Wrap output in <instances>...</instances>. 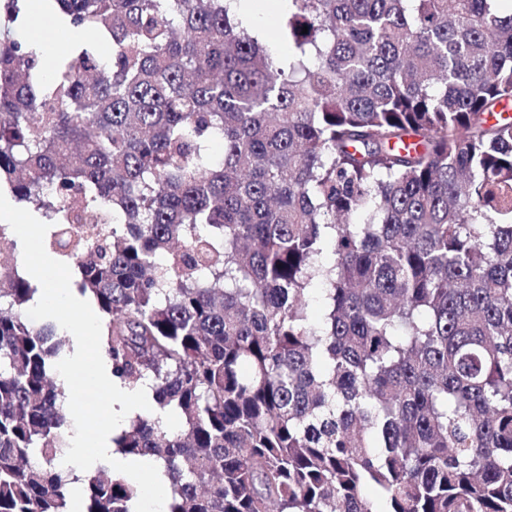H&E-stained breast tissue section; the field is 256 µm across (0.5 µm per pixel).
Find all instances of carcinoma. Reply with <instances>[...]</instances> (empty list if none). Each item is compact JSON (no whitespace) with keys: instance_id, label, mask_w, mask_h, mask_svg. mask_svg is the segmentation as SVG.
<instances>
[{"instance_id":"carcinoma-1","label":"carcinoma","mask_w":512,"mask_h":512,"mask_svg":"<svg viewBox=\"0 0 512 512\" xmlns=\"http://www.w3.org/2000/svg\"><path fill=\"white\" fill-rule=\"evenodd\" d=\"M54 2L88 42L45 83L0 41V183L149 384L112 444L167 512H512L504 0H288L286 58L236 0ZM14 248L0 224V512H74L64 342Z\"/></svg>"}]
</instances>
